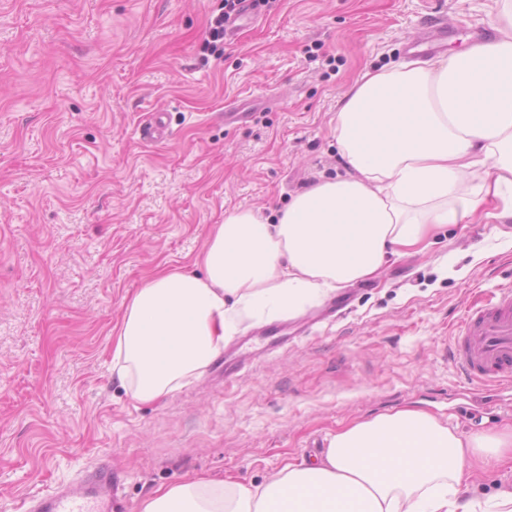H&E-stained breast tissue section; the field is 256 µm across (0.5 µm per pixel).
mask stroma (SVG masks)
<instances>
[{
    "label": "stroma",
    "instance_id": "1",
    "mask_svg": "<svg viewBox=\"0 0 512 512\" xmlns=\"http://www.w3.org/2000/svg\"><path fill=\"white\" fill-rule=\"evenodd\" d=\"M222 3L0 0V512L97 466L127 512L194 478L259 484L403 409L512 421V386L471 384L449 354L475 293L512 285L511 220L255 320L224 345L230 376L153 403L113 376L114 329L157 268L194 270L225 213L345 174L332 119L364 72L407 62L431 14L445 48L491 34L490 0H275L207 56ZM155 112L170 134L150 141Z\"/></svg>",
    "mask_w": 512,
    "mask_h": 512
}]
</instances>
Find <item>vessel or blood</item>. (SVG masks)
Here are the masks:
<instances>
[{
  "mask_svg": "<svg viewBox=\"0 0 512 512\" xmlns=\"http://www.w3.org/2000/svg\"><path fill=\"white\" fill-rule=\"evenodd\" d=\"M450 356L470 382H512V287L480 296L465 307L455 326ZM118 484L99 468L57 489L29 496L25 512H119Z\"/></svg>",
  "mask_w": 512,
  "mask_h": 512,
  "instance_id": "1",
  "label": "vessel or blood"
}]
</instances>
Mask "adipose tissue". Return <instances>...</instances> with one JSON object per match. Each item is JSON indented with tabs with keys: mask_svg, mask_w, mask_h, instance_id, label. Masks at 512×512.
I'll return each mask as SVG.
<instances>
[{
	"mask_svg": "<svg viewBox=\"0 0 512 512\" xmlns=\"http://www.w3.org/2000/svg\"><path fill=\"white\" fill-rule=\"evenodd\" d=\"M489 41L365 73L338 102L346 174L294 195L276 216L225 215L201 273L164 269L128 303L112 362L146 403L200 377L259 313L292 312L426 251L449 227L512 218V0ZM512 461V423L478 432L423 410L349 423L322 456L258 485L194 479L141 512H512V486L466 495L477 467Z\"/></svg>",
	"mask_w": 512,
	"mask_h": 512,
	"instance_id": "obj_1",
	"label": "adipose tissue"
}]
</instances>
